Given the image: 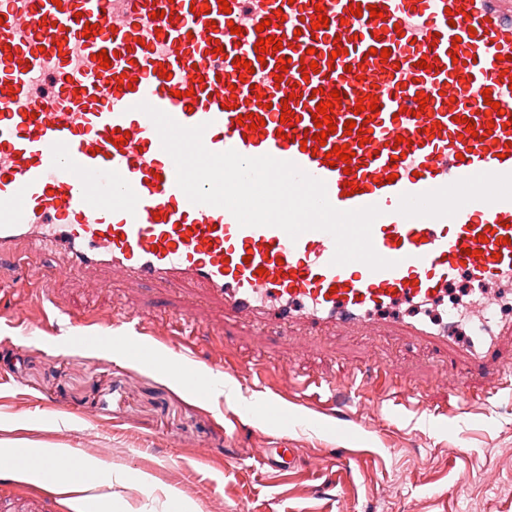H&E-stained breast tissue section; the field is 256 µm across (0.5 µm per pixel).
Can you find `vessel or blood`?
I'll use <instances>...</instances> for the list:
<instances>
[{
	"label": "vessel or blood",
	"mask_w": 512,
	"mask_h": 512,
	"mask_svg": "<svg viewBox=\"0 0 512 512\" xmlns=\"http://www.w3.org/2000/svg\"><path fill=\"white\" fill-rule=\"evenodd\" d=\"M349 3L0 0V257L52 250L72 270L188 282L225 320L312 333L364 330L401 299L431 304L462 273L512 286V0H359L357 16ZM374 7L382 17H371ZM322 13L329 24L315 28ZM263 35L281 49L257 56ZM101 51L109 65L97 60ZM240 59L251 73L239 74ZM312 61L318 73L303 76L302 63ZM334 90L336 129L321 143L312 115ZM370 94L376 110L356 112ZM492 100L502 113L491 119ZM142 102L183 126L205 125L210 151L293 162L324 181L337 209L378 206L372 242L391 268L335 266L326 232L293 240L191 203L153 121L136 109ZM247 114L264 126L239 124ZM351 119L368 125V143L346 133ZM344 144L351 161L329 165L328 152ZM348 180L357 193L345 194ZM381 331L464 359L486 380L483 405L512 385L499 370L512 318H498L492 305L471 318L453 313ZM254 376L238 373L239 406L265 415ZM344 386L360 400L407 409L422 398L394 380L375 390L351 377ZM70 466L59 458L48 488L0 494V512H44Z\"/></svg>",
	"instance_id": "obj_1"
}]
</instances>
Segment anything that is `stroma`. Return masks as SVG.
<instances>
[{
    "label": "stroma",
    "instance_id": "35a3bbf8",
    "mask_svg": "<svg viewBox=\"0 0 512 512\" xmlns=\"http://www.w3.org/2000/svg\"><path fill=\"white\" fill-rule=\"evenodd\" d=\"M153 331L197 323L193 364L262 370V398L295 407L315 429L278 430L224 399H198L166 375L177 340L140 358L79 341L100 329L122 336V316ZM384 364L447 408L439 432L416 411L344 397L295 405L293 377L341 381ZM468 367L409 336L365 333L280 339L273 328L225 321L220 306L188 284L145 285L109 269H64L59 255L0 259V441L45 442L118 471L146 474L154 495L191 512H512V398L455 412ZM296 449L293 469L263 465L265 449ZM342 458L343 468L332 466Z\"/></svg>",
    "mask_w": 512,
    "mask_h": 512
}]
</instances>
